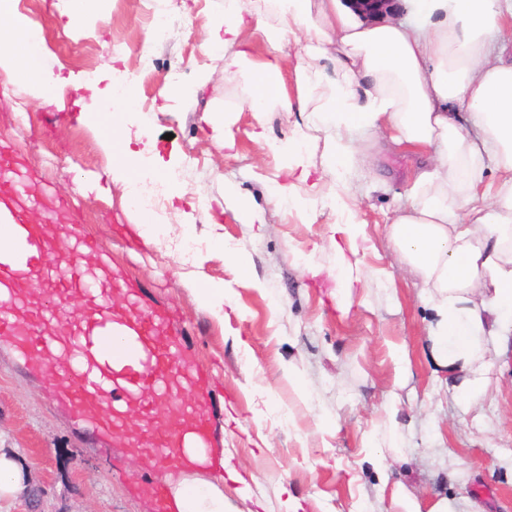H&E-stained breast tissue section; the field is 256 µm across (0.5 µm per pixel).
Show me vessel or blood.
<instances>
[{"instance_id":"obj_1","label":"vessel or blood","mask_w":512,"mask_h":512,"mask_svg":"<svg viewBox=\"0 0 512 512\" xmlns=\"http://www.w3.org/2000/svg\"><path fill=\"white\" fill-rule=\"evenodd\" d=\"M19 165L0 149V203L19 194ZM0 227L14 243L0 254V344L55 385L68 411L138 454L150 477L134 495L170 512L156 474L213 469L197 451L223 445L208 375L184 347L185 322L148 305L106 262L85 267L94 240L62 239L29 223L23 207L0 215Z\"/></svg>"}]
</instances>
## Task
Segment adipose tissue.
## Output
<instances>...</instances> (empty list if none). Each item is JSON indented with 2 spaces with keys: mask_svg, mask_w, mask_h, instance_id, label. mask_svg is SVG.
<instances>
[{
  "mask_svg": "<svg viewBox=\"0 0 512 512\" xmlns=\"http://www.w3.org/2000/svg\"><path fill=\"white\" fill-rule=\"evenodd\" d=\"M411 2L416 24L409 27L351 21L339 0H277L273 27L249 14L248 0H224L222 19L202 27L201 47L224 54L225 70L249 88L255 116L275 109L299 114L293 138L263 141L266 151L287 158L289 169L303 166L313 130L326 134L324 171L338 182L365 152L358 139L378 128L389 130L393 144L427 156L414 172L420 197L396 218L390 236L427 289L435 362L479 379L489 368L487 339L512 335V62L490 49L495 38L512 42V0ZM249 21L272 50L265 61L236 46ZM36 30L15 0H0V67L49 103L59 80ZM300 34L306 44L295 58L291 95L278 51ZM328 54L336 62L330 74L315 64ZM136 106L133 96H118L111 110H93L86 119L148 244L162 226L135 204L131 186L140 169L118 151L113 132L117 114ZM489 168L498 182L485 183ZM170 488L173 512H225L220 480L185 474Z\"/></svg>",
  "mask_w": 512,
  "mask_h": 512,
  "instance_id": "ef3b65f1",
  "label": "adipose tissue"
}]
</instances>
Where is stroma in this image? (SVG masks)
<instances>
[{"label":"stroma","mask_w":512,"mask_h":512,"mask_svg":"<svg viewBox=\"0 0 512 512\" xmlns=\"http://www.w3.org/2000/svg\"><path fill=\"white\" fill-rule=\"evenodd\" d=\"M17 7L37 22L61 78L96 83L99 99L110 94L99 80L106 66L133 72L145 47L156 60L151 79L133 87L139 111L119 119L139 163L171 165L181 176L160 214L169 230L153 244L126 245L131 225L120 191L108 199L78 191L88 179L109 186L110 160L72 90L45 104L0 68L8 101L0 148L19 154L28 171L21 184L28 213L95 236L101 258L136 282L149 304L174 307L189 324V347L212 375L233 512H403L392 499L397 482L421 498L449 499L457 512H512V359L493 360L474 399L437 370L422 282L389 239L395 211L410 201L416 155L375 140L369 163L346 174L347 212L278 204L268 193L272 180L305 197L334 194L323 173L324 135H315L305 178L252 139L260 128L291 137L298 115L276 110L256 120L241 79L225 72L223 56L202 51L199 30L223 14L224 0H88L101 19L94 35L68 29L71 0H17ZM158 15L171 37L146 45ZM176 69L186 86L200 69L210 79L191 98L165 93L163 80ZM209 107L230 125L233 148L219 146L202 121ZM228 183L235 196H225ZM62 201L68 211L59 210ZM188 218L199 249L187 262L178 246ZM351 221L360 234L349 235ZM219 238L246 255L250 275L225 261ZM344 260L354 275L347 288L336 278ZM194 278L223 281L233 299L224 320L200 306L187 285ZM0 447L17 450L29 477L0 512H151L130 492L146 476L140 458L125 454L113 470L91 430L4 346Z\"/></svg>","instance_id":"1"}]
</instances>
